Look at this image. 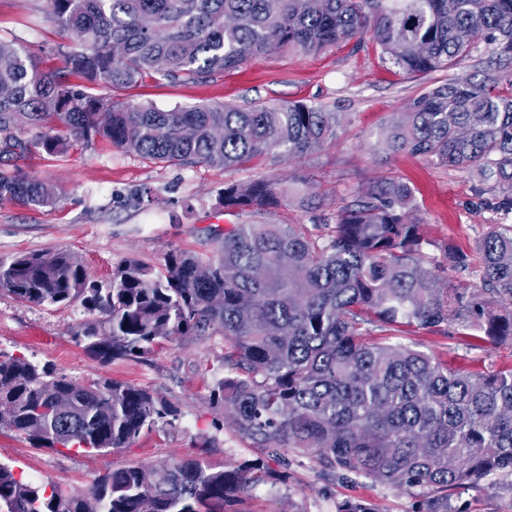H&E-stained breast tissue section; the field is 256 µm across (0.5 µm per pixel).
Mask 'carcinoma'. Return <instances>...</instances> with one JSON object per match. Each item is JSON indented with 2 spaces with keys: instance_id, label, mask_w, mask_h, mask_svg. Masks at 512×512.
I'll return each mask as SVG.
<instances>
[{
  "instance_id": "1",
  "label": "carcinoma",
  "mask_w": 512,
  "mask_h": 512,
  "mask_svg": "<svg viewBox=\"0 0 512 512\" xmlns=\"http://www.w3.org/2000/svg\"><path fill=\"white\" fill-rule=\"evenodd\" d=\"M40 2L74 36L70 69L103 88L149 75L205 78L274 46L311 54L367 39L411 76L472 58L469 72L414 98L381 143L469 172L512 212V0ZM339 123V113L300 102L162 109L114 101L39 70L29 50L0 38V161L101 137L167 165L275 167L336 139ZM54 198L20 171L0 175V201L41 207ZM217 205L233 217L290 205L328 223L315 181L296 173L227 181ZM416 210L411 187L388 178L355 190L324 237L301 224H229L214 232L210 255L176 249L159 272L130 261L106 287L64 251L1 256L0 292L34 306L81 303L94 318L74 336L103 362L145 358L177 336H222L231 370L213 397L281 472L291 449L323 472L429 491L415 512H462L448 505V491L512 475V368L468 373L417 345L368 337L454 324L495 344L512 341V225L479 242L482 289L465 301L441 282V273L466 267L464 256L446 244L429 256ZM178 419L144 388L80 385L46 363L0 354V430L38 448L120 450ZM208 448L157 469L115 468L84 493L0 464V512H231L264 476L249 465L213 466L202 457Z\"/></svg>"
}]
</instances>
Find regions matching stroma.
I'll return each instance as SVG.
<instances>
[{
    "instance_id": "obj_1",
    "label": "stroma",
    "mask_w": 512,
    "mask_h": 512,
    "mask_svg": "<svg viewBox=\"0 0 512 512\" xmlns=\"http://www.w3.org/2000/svg\"><path fill=\"white\" fill-rule=\"evenodd\" d=\"M0 37L29 48L41 69L82 85V78L65 68L64 50L70 40L46 16L40 0H0ZM448 77L445 71L407 76L382 61L375 46L365 41L310 56L274 47L207 79L181 74L113 90L115 99L160 108L300 101L339 113L340 125L335 141L298 163L274 168L255 164L227 173L200 165L171 167L124 153L101 139L88 146L74 144L57 156L35 151L15 163L0 162V173L22 170L56 194L53 204L38 208L0 201V256L63 250L104 285L113 271L132 259L159 269L171 250L207 253L208 217L225 180L284 177L296 167L314 174L323 209L332 216L350 201L355 188L387 177L408 183L416 194V217L425 237L468 258L469 270L449 272V280L458 288H474L480 283L477 245L493 225L512 224V212L498 210L491 194L479 192L466 172L406 153L391 154L379 145L384 129L425 87ZM88 317L77 304L36 307L0 292V353L51 364L56 373L80 384L114 380L145 388L178 408L176 427L143 431L130 448L98 454L36 448L5 430L0 432V462L29 479L52 480L83 493L99 475L129 463L151 470L195 456L209 438V464L226 468L257 463L276 470V463L237 431L213 399L215 377L227 372L224 356L229 346L221 337L181 336L164 342L147 358L104 364L73 336ZM398 336L466 372L512 367V343L494 345L464 336L454 325L444 333L405 327ZM347 500L365 502L373 512H414L417 506L414 493L372 478L341 481L322 473L310 457L297 454L286 477L249 488L236 508L336 512ZM448 502L465 512H512V478L495 475L468 489L449 491Z\"/></svg>"
}]
</instances>
